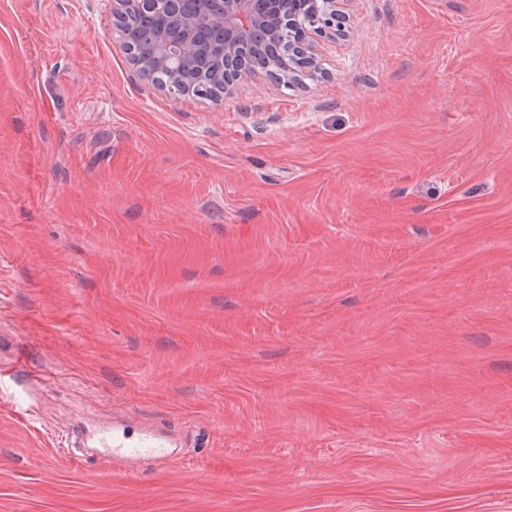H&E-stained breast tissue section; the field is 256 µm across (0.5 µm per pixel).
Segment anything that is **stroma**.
Here are the masks:
<instances>
[{
  "mask_svg": "<svg viewBox=\"0 0 512 512\" xmlns=\"http://www.w3.org/2000/svg\"><path fill=\"white\" fill-rule=\"evenodd\" d=\"M348 9L218 103L0 0V512H512V0ZM100 458L112 464L134 463L141 459L163 461L170 455L174 443L170 436L149 428L136 429L132 425H117L102 430L96 436Z\"/></svg>",
  "mask_w": 512,
  "mask_h": 512,
  "instance_id": "35a3bbf8",
  "label": "stroma"
}]
</instances>
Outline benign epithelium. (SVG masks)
I'll return each mask as SVG.
<instances>
[{
	"label": "benign epithelium",
	"mask_w": 512,
	"mask_h": 512,
	"mask_svg": "<svg viewBox=\"0 0 512 512\" xmlns=\"http://www.w3.org/2000/svg\"><path fill=\"white\" fill-rule=\"evenodd\" d=\"M349 0H111L113 33L135 70L145 79L164 72L161 89L177 95L194 91L226 99L244 75L262 73L273 87L294 86L299 72L317 67V39L346 30ZM156 14L173 37L141 51L125 44L124 31L141 14ZM264 40L299 61L300 70L253 64L256 41Z\"/></svg>",
	"instance_id": "obj_1"
}]
</instances>
